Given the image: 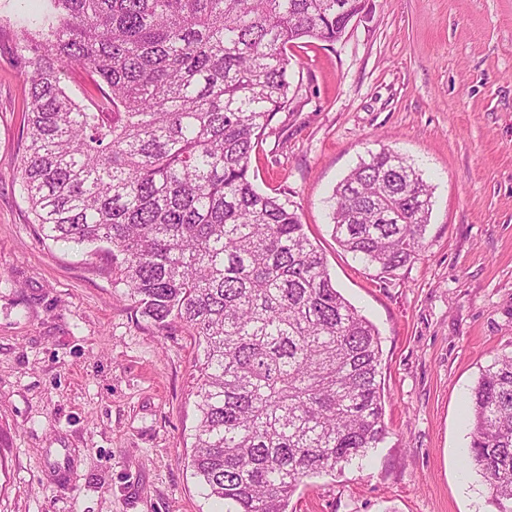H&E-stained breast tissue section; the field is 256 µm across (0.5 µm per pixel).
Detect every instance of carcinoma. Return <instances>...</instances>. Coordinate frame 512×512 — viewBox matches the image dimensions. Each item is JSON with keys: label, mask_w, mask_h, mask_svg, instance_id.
<instances>
[{"label": "carcinoma", "mask_w": 512, "mask_h": 512, "mask_svg": "<svg viewBox=\"0 0 512 512\" xmlns=\"http://www.w3.org/2000/svg\"><path fill=\"white\" fill-rule=\"evenodd\" d=\"M12 30L27 76L20 191L44 238L107 254L142 314L193 330L191 466L226 512H287L388 434L381 340L251 157L289 103L288 46L331 43L366 0H46ZM88 68L85 105L65 77ZM433 188L383 148L336 185V242L380 275L419 256ZM467 463L512 512V352L468 406Z\"/></svg>", "instance_id": "obj_1"}]
</instances>
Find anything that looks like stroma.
Masks as SVG:
<instances>
[{
  "mask_svg": "<svg viewBox=\"0 0 512 512\" xmlns=\"http://www.w3.org/2000/svg\"><path fill=\"white\" fill-rule=\"evenodd\" d=\"M292 103L252 154L342 295L378 329L388 435L288 512H497L463 467L481 371L512 350V0H368L333 43L288 48ZM25 81L0 40V512H224L191 465L189 327H158L106 256L43 238L14 179ZM388 147L434 206L388 277L335 241L336 184Z\"/></svg>",
  "mask_w": 512,
  "mask_h": 512,
  "instance_id": "35a3bbf8",
  "label": "stroma"
}]
</instances>
